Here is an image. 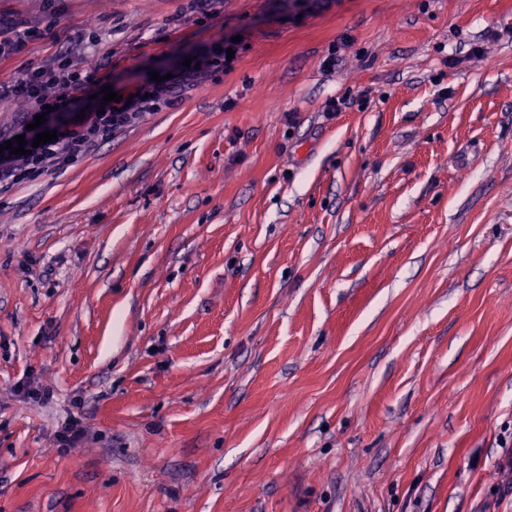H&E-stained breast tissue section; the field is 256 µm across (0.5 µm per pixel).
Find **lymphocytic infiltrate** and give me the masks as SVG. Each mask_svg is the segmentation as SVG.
<instances>
[{"label":"lymphocytic infiltrate","instance_id":"1","mask_svg":"<svg viewBox=\"0 0 512 512\" xmlns=\"http://www.w3.org/2000/svg\"><path fill=\"white\" fill-rule=\"evenodd\" d=\"M227 48L224 40H215L210 54L192 59L190 66L177 68L170 79L152 82L136 91L131 102L102 104L100 112L86 113L81 120L69 119L68 114L75 93L94 85L98 66L84 69L74 65L68 57L58 56L47 64L27 69L14 81L11 94L28 101L29 107L18 115L9 130L0 129V143L21 135L29 141L30 148L24 155L0 154V192L49 169L67 167L99 141L138 123L146 113L176 106L186 89L199 86L201 80L227 66ZM49 110L60 117L57 137L35 145L36 133L30 125L36 116Z\"/></svg>","mask_w":512,"mask_h":512}]
</instances>
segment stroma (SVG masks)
<instances>
[{"label":"stroma","instance_id":"stroma-1","mask_svg":"<svg viewBox=\"0 0 512 512\" xmlns=\"http://www.w3.org/2000/svg\"><path fill=\"white\" fill-rule=\"evenodd\" d=\"M507 14L0 0L35 31L0 84L108 57L77 111L240 39L176 107L0 193V512H512ZM85 436L86 431L82 422L76 417H71L61 425L57 442L60 448H74L84 440Z\"/></svg>","mask_w":512,"mask_h":512}]
</instances>
